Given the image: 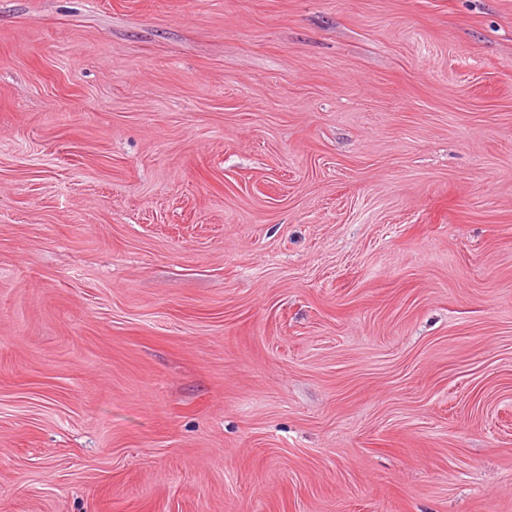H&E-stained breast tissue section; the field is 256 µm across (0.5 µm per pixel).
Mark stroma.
Segmentation results:
<instances>
[{"instance_id":"stroma-1","label":"stroma","mask_w":512,"mask_h":512,"mask_svg":"<svg viewBox=\"0 0 512 512\" xmlns=\"http://www.w3.org/2000/svg\"><path fill=\"white\" fill-rule=\"evenodd\" d=\"M0 512H512V0H0Z\"/></svg>"}]
</instances>
